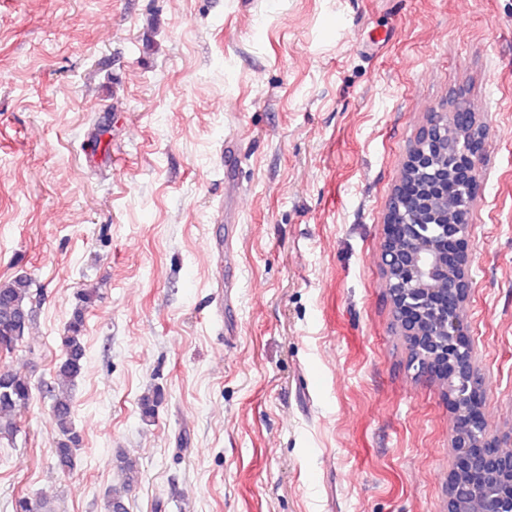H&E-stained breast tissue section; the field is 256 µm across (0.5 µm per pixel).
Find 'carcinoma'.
<instances>
[{
    "label": "carcinoma",
    "mask_w": 512,
    "mask_h": 512,
    "mask_svg": "<svg viewBox=\"0 0 512 512\" xmlns=\"http://www.w3.org/2000/svg\"><path fill=\"white\" fill-rule=\"evenodd\" d=\"M31 279L21 275L0 283V352L13 353L24 341L32 315L28 307ZM79 305L66 324L61 337L62 354L58 359L50 386L51 415L60 434L54 448L55 467L65 473L74 467L82 439L73 426L74 386L85 368V312L97 300L94 288H83L78 293ZM34 385L31 379L14 369L0 368V444L14 443L19 432L18 417L32 399ZM124 482L108 490L106 512H127L125 498L138 484L137 463L122 458Z\"/></svg>",
    "instance_id": "obj_1"
}]
</instances>
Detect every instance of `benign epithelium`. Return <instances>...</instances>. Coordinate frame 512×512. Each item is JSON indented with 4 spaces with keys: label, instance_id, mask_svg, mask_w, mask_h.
<instances>
[{
    "label": "benign epithelium",
    "instance_id": "benign-epithelium-1",
    "mask_svg": "<svg viewBox=\"0 0 512 512\" xmlns=\"http://www.w3.org/2000/svg\"><path fill=\"white\" fill-rule=\"evenodd\" d=\"M434 116L410 151L386 215L380 263L394 325L406 339L416 374L445 388L455 422V461L448 512H512V457H500L483 415L484 393L462 311L473 258L466 248L468 213L480 186L477 158L483 131L475 113L457 105Z\"/></svg>",
    "mask_w": 512,
    "mask_h": 512
}]
</instances>
